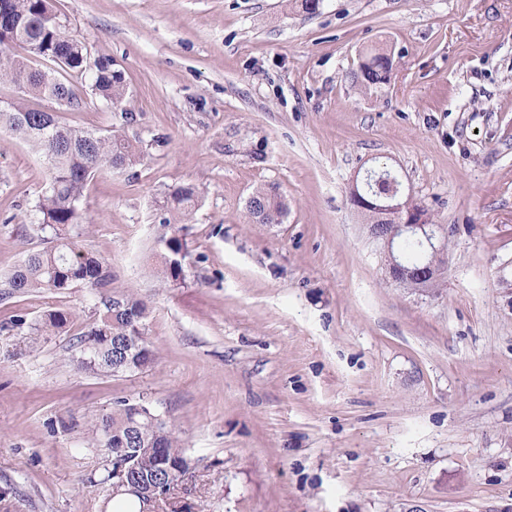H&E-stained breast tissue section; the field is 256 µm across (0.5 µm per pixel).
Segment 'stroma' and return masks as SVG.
<instances>
[{
    "mask_svg": "<svg viewBox=\"0 0 512 512\" xmlns=\"http://www.w3.org/2000/svg\"><path fill=\"white\" fill-rule=\"evenodd\" d=\"M126 106L75 87L63 122L142 142L84 189L81 245L137 293L143 369L78 368L95 290L0 297V512H109L87 442L120 402L173 424L191 470L160 512H512V0H55ZM389 83L354 74L367 50ZM165 136L163 145L153 136ZM384 163L448 235L424 293L385 276L348 202ZM47 162L0 129V282L49 246ZM196 184L184 281L162 284L168 194ZM278 185L281 224L246 202ZM69 308L45 332L46 311ZM363 64L359 66L357 79L363 86L384 84L390 81L393 71V59L385 53L365 55ZM95 77L92 82V94L101 96L113 104L126 102L127 88L124 83L122 72L117 70L112 57L98 55L95 59Z\"/></svg>",
    "mask_w": 512,
    "mask_h": 512,
    "instance_id": "obj_1",
    "label": "stroma"
}]
</instances>
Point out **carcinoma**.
I'll list each match as a JSON object with an SVG mask.
<instances>
[{
  "instance_id": "1",
  "label": "carcinoma",
  "mask_w": 512,
  "mask_h": 512,
  "mask_svg": "<svg viewBox=\"0 0 512 512\" xmlns=\"http://www.w3.org/2000/svg\"><path fill=\"white\" fill-rule=\"evenodd\" d=\"M14 20V26L0 32V82L24 86L36 98L51 100L63 94L69 108L84 104L71 81L85 74L88 60L95 62L93 94L114 104L126 102L127 88L122 72L115 68L112 57L91 58L86 47L64 26L53 25L48 17L57 15L54 0H0ZM38 57L56 66L43 71L27 64V56ZM393 59L385 53L365 55L357 78L364 86L390 81ZM43 124L44 113L25 101L9 103V111H0V127L13 137L32 145L47 161L50 187L35 205L41 229L54 233L56 245L50 249L28 253L4 282L8 294L21 295L33 291L63 293L77 285H87L100 292L99 313L85 326L77 340L78 365L89 371L107 370L125 374L150 364L156 351L148 340L144 320L146 306L130 292L112 291V269L106 260L78 246L72 229L84 223L80 208L86 183L96 175L121 171L142 162V148L127 136L125 128L114 127L105 134L74 128L58 115ZM200 192L193 184L174 189L166 199L168 216L161 226L166 229L159 242L168 252L162 275L165 283L183 280V264H171L185 257V241L181 225L191 220L199 204ZM252 224H281L287 206L275 188L258 189L247 201ZM76 318L71 309H56L42 318L45 328L63 329ZM136 405L126 402L105 415L92 429V440L107 449L125 441L127 456L134 473L151 478L159 459L177 467L179 477L189 473L190 462L175 428L163 421L146 418L130 427V415Z\"/></svg>"
}]
</instances>
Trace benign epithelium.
<instances>
[{
  "label": "benign epithelium",
  "mask_w": 512,
  "mask_h": 512,
  "mask_svg": "<svg viewBox=\"0 0 512 512\" xmlns=\"http://www.w3.org/2000/svg\"><path fill=\"white\" fill-rule=\"evenodd\" d=\"M388 180L391 183L388 192H378L368 198L360 196L355 189L352 194L358 201V210L365 212L370 209L375 214V222L369 225V234L387 250L388 277L401 287L419 282L427 289L441 281L447 270V229L435 223L429 213L409 207L408 200L413 198V194L405 191L394 177L390 176ZM407 238L421 242L426 252L424 260L416 266L405 264L401 257L400 244ZM112 452V463L117 465L112 471V490L137 493L145 497L143 512H157L159 501L178 484L174 480L176 470L169 463L162 464V478L155 479L146 492L142 481L119 464V457L125 454L126 449L114 448Z\"/></svg>",
  "instance_id": "7a95c632"
}]
</instances>
